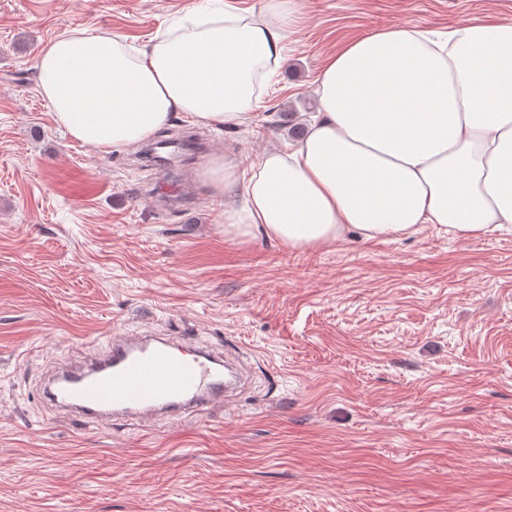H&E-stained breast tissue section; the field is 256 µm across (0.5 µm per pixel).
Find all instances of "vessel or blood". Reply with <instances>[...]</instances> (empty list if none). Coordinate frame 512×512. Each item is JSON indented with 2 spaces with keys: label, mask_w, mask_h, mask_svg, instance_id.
Segmentation results:
<instances>
[{
  "label": "vessel or blood",
  "mask_w": 512,
  "mask_h": 512,
  "mask_svg": "<svg viewBox=\"0 0 512 512\" xmlns=\"http://www.w3.org/2000/svg\"><path fill=\"white\" fill-rule=\"evenodd\" d=\"M230 361L197 348L192 338L162 336L109 340L86 369L55 372L44 387L49 404L93 421L165 418L221 404L231 388Z\"/></svg>",
  "instance_id": "obj_1"
}]
</instances>
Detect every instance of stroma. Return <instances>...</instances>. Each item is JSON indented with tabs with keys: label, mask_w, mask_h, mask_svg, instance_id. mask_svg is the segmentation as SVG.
<instances>
[{
	"label": "stroma",
	"mask_w": 512,
	"mask_h": 512,
	"mask_svg": "<svg viewBox=\"0 0 512 512\" xmlns=\"http://www.w3.org/2000/svg\"><path fill=\"white\" fill-rule=\"evenodd\" d=\"M189 0H0V512H512V234L291 251L228 239L198 173L293 142L327 59L392 25L512 22V0H296L244 124L195 127L181 207L132 149L73 141L37 55L73 29L144 44ZM196 337L250 382L179 420L51 410L113 336Z\"/></svg>",
	"instance_id": "1"
}]
</instances>
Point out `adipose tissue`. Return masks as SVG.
<instances>
[{
  "label": "adipose tissue",
  "instance_id": "1",
  "mask_svg": "<svg viewBox=\"0 0 512 512\" xmlns=\"http://www.w3.org/2000/svg\"><path fill=\"white\" fill-rule=\"evenodd\" d=\"M296 20L295 0H263L251 17L192 0L141 47L69 30L39 51L41 93L72 139L104 151L144 142L179 112L234 125ZM317 94L316 119L288 150L245 166L216 154L201 169L225 235L307 250L423 224L466 239L512 232V22L465 20L443 40L383 28L340 50ZM238 192L241 211L227 202Z\"/></svg>",
  "mask_w": 512,
  "mask_h": 512
}]
</instances>
